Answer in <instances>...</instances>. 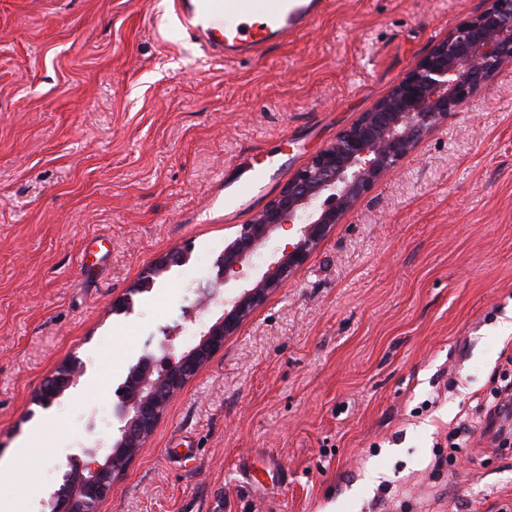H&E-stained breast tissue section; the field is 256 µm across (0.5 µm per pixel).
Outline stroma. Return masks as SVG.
Here are the masks:
<instances>
[{"instance_id":"1","label":"stroma","mask_w":512,"mask_h":512,"mask_svg":"<svg viewBox=\"0 0 512 512\" xmlns=\"http://www.w3.org/2000/svg\"><path fill=\"white\" fill-rule=\"evenodd\" d=\"M486 6L335 0L300 39L227 64L174 0H0V497L51 512L70 464L102 461L130 368L165 340L194 347L263 273L245 260L203 302L239 226ZM505 321L512 65L225 340L99 512H512V449L453 445L512 379ZM71 359L84 376L37 403Z\"/></svg>"}]
</instances>
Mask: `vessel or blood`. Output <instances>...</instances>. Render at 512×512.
I'll use <instances>...</instances> for the list:
<instances>
[{
    "label": "vessel or blood",
    "instance_id": "b4317fda",
    "mask_svg": "<svg viewBox=\"0 0 512 512\" xmlns=\"http://www.w3.org/2000/svg\"><path fill=\"white\" fill-rule=\"evenodd\" d=\"M331 0H177V13L211 56L232 62L301 38Z\"/></svg>",
    "mask_w": 512,
    "mask_h": 512
}]
</instances>
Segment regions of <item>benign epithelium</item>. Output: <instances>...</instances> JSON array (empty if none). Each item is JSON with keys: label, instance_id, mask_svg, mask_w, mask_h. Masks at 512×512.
I'll return each instance as SVG.
<instances>
[{"label": "benign epithelium", "instance_id": "benign-epithelium-1", "mask_svg": "<svg viewBox=\"0 0 512 512\" xmlns=\"http://www.w3.org/2000/svg\"><path fill=\"white\" fill-rule=\"evenodd\" d=\"M512 64V0H488L421 57L367 112L313 155L236 237L224 247V279L239 276L242 262L286 224H298L297 241L228 304L199 343L175 356L163 345L160 360L131 369L116 409L119 437L103 463L70 471L52 497L58 512H99V504L127 464L145 447L169 402L224 340L234 335L269 294L284 287L362 196L394 172L421 140L459 111L502 66ZM76 361L63 364L39 390L37 401L59 397L83 375Z\"/></svg>", "mask_w": 512, "mask_h": 512}]
</instances>
